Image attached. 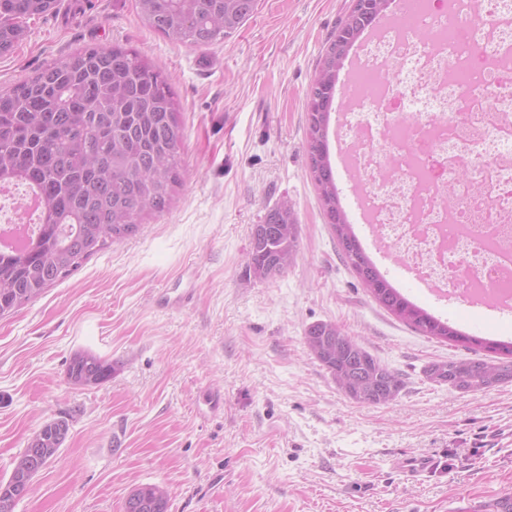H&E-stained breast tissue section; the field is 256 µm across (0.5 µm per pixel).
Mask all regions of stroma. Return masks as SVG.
<instances>
[{
  "instance_id": "stroma-1",
  "label": "stroma",
  "mask_w": 512,
  "mask_h": 512,
  "mask_svg": "<svg viewBox=\"0 0 512 512\" xmlns=\"http://www.w3.org/2000/svg\"><path fill=\"white\" fill-rule=\"evenodd\" d=\"M350 2L258 0L238 30L196 47L144 26L136 0H58L0 56L6 90L89 46L136 47L169 76L184 121L170 207L0 317V478L46 421H69L58 458L14 512H123L146 484L167 488L168 512H491L512 496V383L464 393L427 379L428 364L470 350L373 299L343 262L310 178L307 93ZM284 199L298 220L296 259L272 279L249 277L253 227ZM355 232L431 313L512 339V322L475 317L460 292L428 294L369 228ZM185 289L190 302L177 306ZM319 321L401 374L394 401L359 403L336 386L304 344ZM79 349L111 361V379L69 384ZM213 393L224 410L203 414ZM417 455L432 459L429 473L398 469Z\"/></svg>"
}]
</instances>
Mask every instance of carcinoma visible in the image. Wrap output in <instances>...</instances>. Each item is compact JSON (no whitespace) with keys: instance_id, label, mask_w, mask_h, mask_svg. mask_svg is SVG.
Here are the masks:
<instances>
[{"instance_id":"cac0c4a2","label":"carcinoma","mask_w":512,"mask_h":512,"mask_svg":"<svg viewBox=\"0 0 512 512\" xmlns=\"http://www.w3.org/2000/svg\"><path fill=\"white\" fill-rule=\"evenodd\" d=\"M56 0H0V55L25 34L24 20L45 15ZM143 23L175 43L207 46L237 30L257 0H137ZM385 12L379 0H351L317 64L307 94L306 143L310 175L327 224L347 265L378 304L407 326L438 339L467 344L491 359L434 362L428 379L463 392L512 383V341L468 336L409 301L365 254L348 221L330 161L329 128L340 67L356 42ZM180 108L163 74L147 55L115 45L90 46L0 91V185L24 184L42 198L35 237L24 248L0 250V316L9 314L65 279L91 256L137 229L148 212H161L180 181L183 139ZM264 233H252L246 271L294 262L298 221L292 204L268 209ZM304 341L336 385L359 403L387 404L404 387L400 375L331 321L310 325ZM112 362L90 350L73 353L68 381L77 387L112 378ZM69 429L51 420L35 433L42 460L55 459ZM167 491L149 484L135 489L124 512H168Z\"/></svg>"}]
</instances>
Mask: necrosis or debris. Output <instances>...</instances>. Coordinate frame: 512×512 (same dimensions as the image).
<instances>
[{"label":"necrosis or debris","mask_w":512,"mask_h":512,"mask_svg":"<svg viewBox=\"0 0 512 512\" xmlns=\"http://www.w3.org/2000/svg\"><path fill=\"white\" fill-rule=\"evenodd\" d=\"M341 92L377 242L437 288L512 306V0H403Z\"/></svg>","instance_id":"obj_1"}]
</instances>
